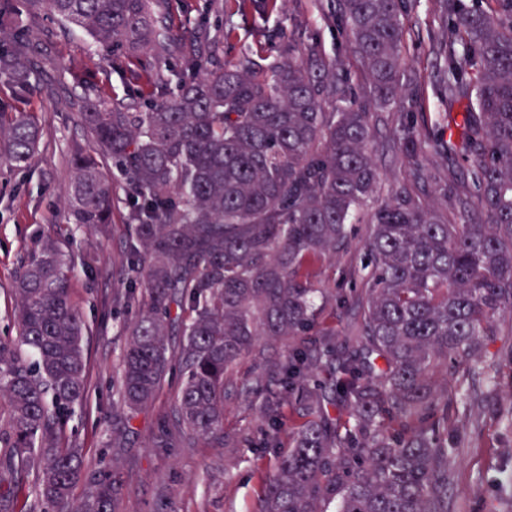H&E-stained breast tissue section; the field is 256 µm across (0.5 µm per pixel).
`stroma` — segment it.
Returning <instances> with one entry per match:
<instances>
[{
    "mask_svg": "<svg viewBox=\"0 0 512 512\" xmlns=\"http://www.w3.org/2000/svg\"><path fill=\"white\" fill-rule=\"evenodd\" d=\"M403 15L406 56L414 77L410 107L417 127L433 131L442 126L437 101L439 62L434 39L443 20L433 0H405ZM176 27L199 26L229 31L223 56L230 62L254 59L270 66L281 58V31H296L303 43L316 44L325 54L340 58L356 90H363L366 74L351 52L335 18L333 0H278L272 13L258 16L241 0H169ZM65 65L62 73L36 75L24 102L14 100L0 85V108L22 109L43 123L39 148L22 167H0V338L18 336L15 319V278L23 261L45 235H52L70 260L68 289L85 321L88 354L87 391L64 424V435L83 450L86 469L111 465L120 480L116 512H257L261 475L274 467L278 450L286 449L300 422L284 410L277 448L266 447L270 432L265 402L279 394L280 364L287 342L260 343L233 367L224 393V440L197 438L193 447L157 448L152 444L160 423L174 424L178 370H170L154 401L131 424L114 416L119 371L127 338L124 326L137 307L116 304L128 281L122 274L127 240L124 216L130 195L124 172L105 162L104 171L116 190V208L107 234L70 223L68 192L73 180L72 148L95 152L90 135L80 125L72 99L98 89L104 99L119 98L140 105L149 71L124 58L105 56L88 35L62 26L52 17L43 21ZM392 109H384L376 124L375 161L380 172L377 198H384L393 181L404 179L407 166L393 146ZM369 225L354 223L350 244L335 258L319 262L316 283L321 288H351L343 272L361 267ZM454 493L449 512H494L512 498V433L486 426L476 446L457 458Z\"/></svg>",
    "mask_w": 512,
    "mask_h": 512,
    "instance_id": "stroma-1",
    "label": "stroma"
}]
</instances>
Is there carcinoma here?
<instances>
[{
  "label": "carcinoma",
  "mask_w": 512,
  "mask_h": 512,
  "mask_svg": "<svg viewBox=\"0 0 512 512\" xmlns=\"http://www.w3.org/2000/svg\"><path fill=\"white\" fill-rule=\"evenodd\" d=\"M451 26L435 37L451 60L438 103L462 108L461 143L399 114L394 144L412 184L392 186L364 244L365 296L315 287L314 263L348 241L353 214L372 198L373 113L402 108L410 90L405 0H338L337 21L368 84L358 94L342 64L300 50L280 34L281 60L265 70L221 59L220 30L185 36L166 0H0V78L21 95L34 69L61 68L40 20L50 12L152 72L143 109L80 105L96 152L72 154L68 208L74 224L106 229L115 190L112 160L129 176L127 279L141 288L126 329L120 407L131 420L150 405L179 337L174 416L186 445L224 425L228 369L259 338L293 340L280 372L284 393L267 401L271 429L282 406L302 418L279 453L258 512H448L460 449L491 422L512 430V402L495 393L512 371V0L470 9L435 0ZM182 54L183 69L168 67ZM176 89H170L171 85ZM44 127L0 110V164L34 156ZM467 165L441 178L429 155ZM444 198L428 205L418 184ZM66 261L47 237L15 280L18 341L0 340V389L9 420L0 431V512H14L22 475L37 471L52 512H115L112 469L88 471L60 426L86 393L84 322L69 300ZM343 307L342 333L321 323ZM93 487L84 502L71 491Z\"/></svg>",
  "instance_id": "carcinoma-1"
}]
</instances>
